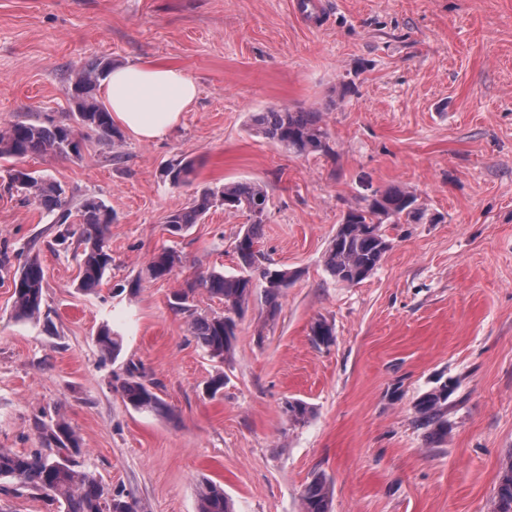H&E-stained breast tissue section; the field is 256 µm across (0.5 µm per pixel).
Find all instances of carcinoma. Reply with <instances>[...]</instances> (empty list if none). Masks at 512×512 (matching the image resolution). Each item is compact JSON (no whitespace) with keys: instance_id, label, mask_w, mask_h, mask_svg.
Segmentation results:
<instances>
[{"instance_id":"obj_1","label":"carcinoma","mask_w":512,"mask_h":512,"mask_svg":"<svg viewBox=\"0 0 512 512\" xmlns=\"http://www.w3.org/2000/svg\"><path fill=\"white\" fill-rule=\"evenodd\" d=\"M109 58L88 64L77 72L72 81L78 92L79 111L73 119L85 130L96 133L100 140L111 146L112 160L122 158L120 148L123 134L114 126L112 114L97 98L100 81L112 70ZM255 134L278 143L300 155L332 152L329 136L321 113L292 111L271 107L255 112L250 117ZM75 137L74 127L51 117L43 120H18L0 129V159L22 160L33 156L52 155L70 158L67 145ZM8 184L26 193L27 200L43 210L60 214L67 220L73 197L65 186L24 167L6 170ZM194 163L174 159L161 168V179L178 189L191 183ZM414 195L399 186L376 190L365 205L351 209L347 218L337 226L336 235L324 257L330 275L346 284H357L370 276L380 265L390 243L382 231L385 224L418 222L423 212L412 207ZM269 196L265 185L258 181L226 182L206 187L190 198L182 208L166 217L168 231L179 235L202 218L217 204L249 217L235 241L234 253L240 271L226 275L211 269L194 280H187L169 301L173 311L187 315L191 336L214 359L224 360L233 353L238 321L247 312L252 288L262 286L268 304L267 319L275 318L278 299L292 284L296 273L273 263L258 248L263 222L254 219L257 210H267ZM79 239L83 245L80 254L82 276L78 288L95 290L112 267V255L107 246L112 209L101 199L88 196L76 206ZM183 263L181 253L165 247L155 254L143 268L131 287L137 288L144 280L156 281L170 277ZM45 273L35 257L28 258L19 273L13 276V311L19 321L37 322L42 317ZM205 289L224 304V311L214 315H201L192 309L190 297L196 289ZM312 341L328 347L333 341L332 328L322 321L311 327ZM96 342L101 354L115 357L122 347V337L111 327L103 326ZM122 393L128 404L140 411L163 413L164 401L155 387L141 380L138 369L127 371ZM283 413L293 424L308 421L312 408L301 399L284 402ZM417 421L429 429V438L439 440L448 434V384L425 393L416 405ZM46 447L29 452H14L0 448V481H12L21 489L41 492L60 504L61 512H136L134 504L120 499H107L96 476L79 468L75 456L81 452L79 440L72 428L59 419L42 425ZM331 491L325 478L317 474L306 486L304 512H331ZM198 512H234L224 488L210 481L201 483L198 491ZM494 512H512V462L499 480Z\"/></svg>"}]
</instances>
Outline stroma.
<instances>
[{
  "label": "stroma",
  "mask_w": 512,
  "mask_h": 512,
  "mask_svg": "<svg viewBox=\"0 0 512 512\" xmlns=\"http://www.w3.org/2000/svg\"><path fill=\"white\" fill-rule=\"evenodd\" d=\"M292 2L0 0V127L69 120L71 77L98 58L176 67L198 87L168 139L125 136L121 162L93 133L82 159L24 161L110 206L112 268L96 292L78 288L77 241L58 244L54 216L0 171L11 260L0 268V448L42 447L39 424L64 418L79 464L137 512H197L205 480L234 512H303L316 474L331 512H493L512 460V0H328L321 28ZM271 106L320 111L332 154L257 136L249 117ZM175 158L193 161L191 186L160 182ZM230 181L265 185L260 247L297 278L270 323L255 289L219 361L169 298L197 273H236L247 218L218 205L179 236L164 218ZM391 185L412 191L424 218L384 225L391 248L375 273L336 282L323 256L337 224ZM165 246L182 266L131 290ZM30 255L45 272L46 324L12 313L13 270ZM318 320L331 346L313 344ZM106 323L123 335L114 359L96 343ZM132 366L166 413L126 402ZM444 383L448 435L433 443L415 405ZM291 398L311 406L305 424L284 415Z\"/></svg>",
  "instance_id": "obj_1"
}]
</instances>
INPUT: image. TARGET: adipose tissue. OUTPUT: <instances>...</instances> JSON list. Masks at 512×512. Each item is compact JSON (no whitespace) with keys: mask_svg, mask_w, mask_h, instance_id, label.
Wrapping results in <instances>:
<instances>
[{"mask_svg":"<svg viewBox=\"0 0 512 512\" xmlns=\"http://www.w3.org/2000/svg\"><path fill=\"white\" fill-rule=\"evenodd\" d=\"M100 90L113 121L147 142L168 138L198 93L194 80L183 70L141 61L115 66Z\"/></svg>","mask_w":512,"mask_h":512,"instance_id":"adipose-tissue-1","label":"adipose tissue"}]
</instances>
